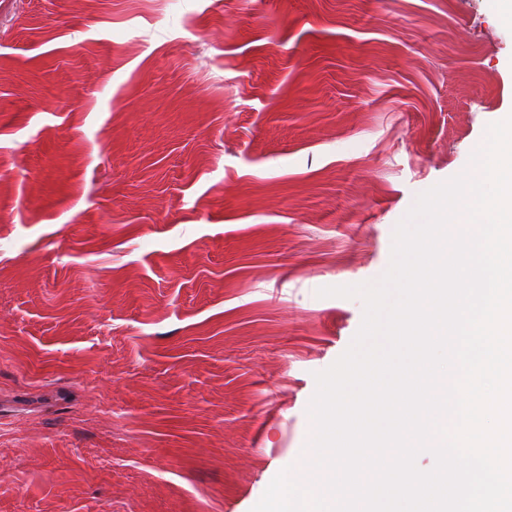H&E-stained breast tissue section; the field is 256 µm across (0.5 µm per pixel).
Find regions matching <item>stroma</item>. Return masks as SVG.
<instances>
[{
  "label": "stroma",
  "mask_w": 512,
  "mask_h": 512,
  "mask_svg": "<svg viewBox=\"0 0 512 512\" xmlns=\"http://www.w3.org/2000/svg\"><path fill=\"white\" fill-rule=\"evenodd\" d=\"M507 113L492 0H8L0 512H250Z\"/></svg>",
  "instance_id": "1"
}]
</instances>
